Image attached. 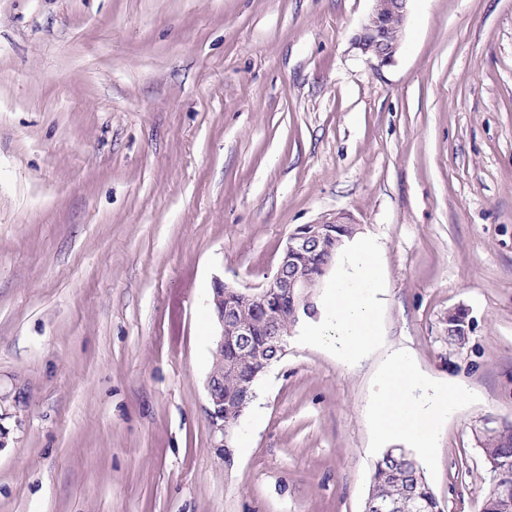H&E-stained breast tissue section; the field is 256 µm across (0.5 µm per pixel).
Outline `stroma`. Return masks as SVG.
Here are the masks:
<instances>
[{
    "instance_id": "35a3bbf8",
    "label": "stroma",
    "mask_w": 512,
    "mask_h": 512,
    "mask_svg": "<svg viewBox=\"0 0 512 512\" xmlns=\"http://www.w3.org/2000/svg\"><path fill=\"white\" fill-rule=\"evenodd\" d=\"M0 0V512H363L388 352L462 401L422 470L479 512L512 419V0ZM326 215L380 247L345 365L300 324L219 448L215 280ZM467 309L465 346L448 311ZM371 13L355 37V45L377 70L395 60L400 40L389 32L390 21L396 19L404 25L409 0H371ZM453 310H458L464 322L468 325V330L470 328V322L468 320V313L466 309L463 308H453ZM467 325L460 320L458 316H448V345L461 347L466 344L468 341V330ZM488 419H483V426L475 428V443L478 448L481 447L480 438L486 433V423ZM500 429H509L508 431H500L497 426L488 428V432L484 437L482 454L485 464L490 467L492 462H498L504 459L512 460V420L497 422Z\"/></svg>"
}]
</instances>
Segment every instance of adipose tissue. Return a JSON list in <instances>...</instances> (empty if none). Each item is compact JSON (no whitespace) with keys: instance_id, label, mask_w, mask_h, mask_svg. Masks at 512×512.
<instances>
[{"instance_id":"adipose-tissue-1","label":"adipose tissue","mask_w":512,"mask_h":512,"mask_svg":"<svg viewBox=\"0 0 512 512\" xmlns=\"http://www.w3.org/2000/svg\"><path fill=\"white\" fill-rule=\"evenodd\" d=\"M375 255V247L364 243L345 253L323 314L309 331L313 342L346 364L355 361L377 331L380 276ZM459 397L455 389L422 378L410 355L396 350L387 357L372 414L381 437L402 439L426 458L434 448L438 422Z\"/></svg>"}]
</instances>
